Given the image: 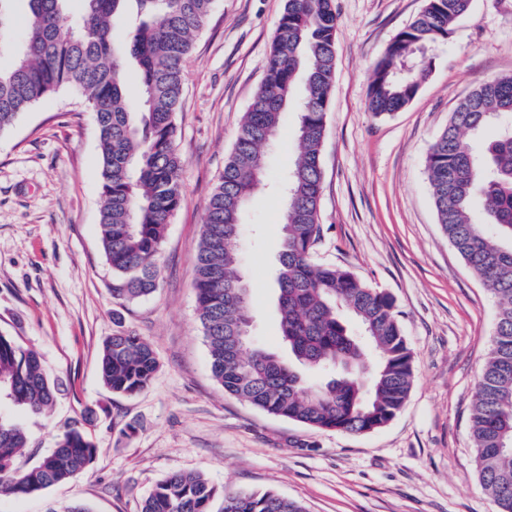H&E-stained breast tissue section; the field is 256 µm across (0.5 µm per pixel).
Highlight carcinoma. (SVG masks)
<instances>
[{"instance_id": "carcinoma-1", "label": "carcinoma", "mask_w": 512, "mask_h": 512, "mask_svg": "<svg viewBox=\"0 0 512 512\" xmlns=\"http://www.w3.org/2000/svg\"><path fill=\"white\" fill-rule=\"evenodd\" d=\"M11 0H0V48L14 39ZM27 16L13 66L0 70V131L39 100L63 90L95 115L101 149V242L112 267V293L135 300L155 291L160 253L181 205L183 161L176 114L193 37L214 0H25ZM470 0H426L422 12L376 62L368 109L401 111L433 58L418 45L446 41ZM334 0H285L265 75L206 205L196 255L198 318L210 369L224 393L315 431L361 434L393 419L412 378V353L385 292L350 270L313 260L321 239V152L336 68ZM134 62L140 94L131 101L125 70ZM297 159L285 177L286 206L276 268L280 336L289 358L256 341L227 337L253 316L238 293L246 280L233 244L255 191L270 178L265 150L275 139L297 86ZM495 125L492 137L486 127ZM437 220L449 242L494 296L492 348L478 376L471 438L479 480L499 512H512V75L484 81L451 114L425 160ZM159 369L154 348L131 331L103 343L100 374L116 394L141 392ZM58 382L37 354L0 335V399L34 412L53 405ZM23 429L0 415V495L39 494L79 477L100 448L78 427L54 452L22 472ZM217 494L201 472H175L158 483L141 512H211ZM223 512H304L273 492L224 488Z\"/></svg>"}]
</instances>
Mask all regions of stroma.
<instances>
[{
    "instance_id": "obj_1",
    "label": "stroma",
    "mask_w": 512,
    "mask_h": 512,
    "mask_svg": "<svg viewBox=\"0 0 512 512\" xmlns=\"http://www.w3.org/2000/svg\"><path fill=\"white\" fill-rule=\"evenodd\" d=\"M336 70L322 147L323 238L316 262L392 295L413 355L402 410L364 434L315 432L225 395L210 371L194 288L205 208L264 77L283 0H215L196 35L177 114L182 202L167 228L159 285L113 297L102 249L99 133L75 93L40 101L0 131V334L35 351L60 384L49 413L6 404L30 447L24 470L80 423L100 453L80 478L0 497V512H140L167 475L199 471L217 488L272 491L305 512H497L481 486L470 409L496 318L492 294L437 222L425 158L483 80L512 75V0H472L400 112L367 106L376 61L425 0H335ZM283 201L247 203L235 247L251 286L255 335L281 351L275 272ZM130 330L160 368L133 395L103 384L104 340Z\"/></svg>"
}]
</instances>
